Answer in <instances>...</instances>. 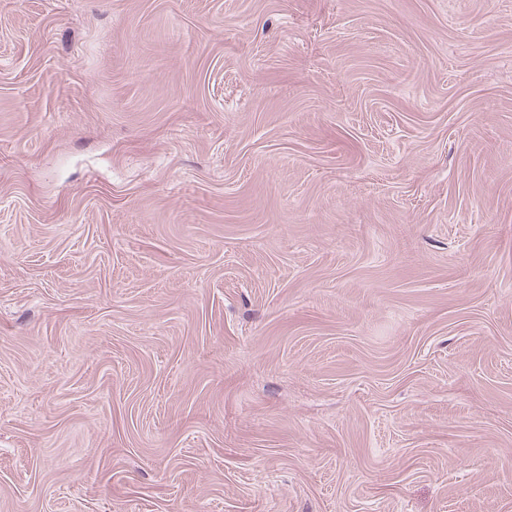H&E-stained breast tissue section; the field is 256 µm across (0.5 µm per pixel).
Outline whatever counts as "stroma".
I'll return each instance as SVG.
<instances>
[{"instance_id": "stroma-1", "label": "stroma", "mask_w": 512, "mask_h": 512, "mask_svg": "<svg viewBox=\"0 0 512 512\" xmlns=\"http://www.w3.org/2000/svg\"><path fill=\"white\" fill-rule=\"evenodd\" d=\"M0 512H512V0H0Z\"/></svg>"}]
</instances>
